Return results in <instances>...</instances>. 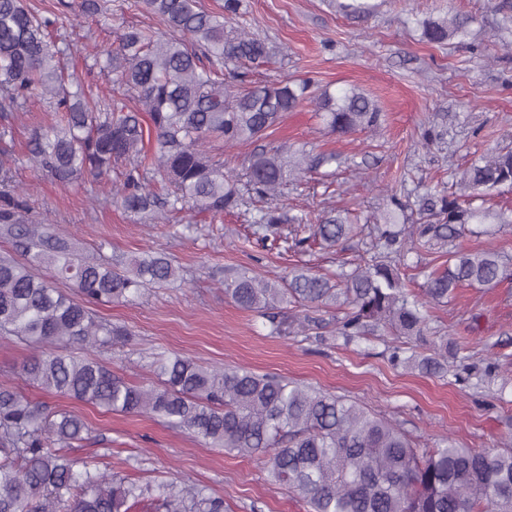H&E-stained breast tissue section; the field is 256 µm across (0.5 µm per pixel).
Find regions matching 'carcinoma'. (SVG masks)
Returning <instances> with one entry per match:
<instances>
[{
    "instance_id": "carcinoma-1",
    "label": "carcinoma",
    "mask_w": 512,
    "mask_h": 512,
    "mask_svg": "<svg viewBox=\"0 0 512 512\" xmlns=\"http://www.w3.org/2000/svg\"><path fill=\"white\" fill-rule=\"evenodd\" d=\"M165 31L128 27L115 50L95 56L112 94L93 99L70 90L63 78V50L50 38L55 20L27 7L25 0H0V110L12 111L35 99H51L59 123L34 133L31 161L61 185L101 177L118 162H129L123 182L110 188L117 203L133 214L162 213L191 206L220 213L240 205L236 176L203 149L211 138L233 146L253 142L306 99L310 83L288 80L237 88L224 83V69L272 58L269 43L232 24L243 0H224V13L202 9L198 0H141ZM426 39L441 44L468 35V18L424 23ZM133 95L139 112L155 130L153 170L170 192L160 195L142 181L147 155L138 112L121 97ZM323 123L348 135L378 126L377 105L356 88L339 95L321 92L315 101ZM333 156H290L283 147L255 154L246 186L273 197L288 179L331 163ZM11 168L0 159V239L24 257L0 256V332L40 347L23 365L29 385L91 404L105 411L149 414L200 441L240 457L265 459L267 479L304 501L310 512H512V452L494 448L412 446L391 421L342 396L283 377L244 368L208 369L189 358L156 361L158 383L137 386L112 374L91 351L120 342L126 332L95 319L91 306L128 301L153 286L178 281L180 272L160 252L129 260L85 255L71 238L32 220L28 201L6 190ZM512 185V149L473 161L460 186L473 194ZM436 216L417 228L419 239L448 247V267L427 276L425 295L439 301L456 288H490L506 275L508 259L497 252H468L460 246L467 226L512 217L480 211L458 198L426 202ZM285 219L272 210L257 219L263 238L280 235ZM354 231L342 217H323L312 237L335 246ZM373 255L342 271L336 283L297 270L279 284L246 272L225 292L240 308L266 318L270 332L284 333L280 305L308 308L345 305L336 323L346 339L387 327L422 336L423 303L409 301L391 254L416 249L392 224L377 228ZM46 269L50 275L43 276ZM71 283L80 296L63 294L55 281ZM78 345L85 356L55 349ZM448 348L417 358L392 353L396 364L438 374ZM87 424L77 415L53 414L17 392L0 391V512H224V501L205 487L173 483L141 485L115 481L81 458L65 452L83 439Z\"/></svg>"
}]
</instances>
